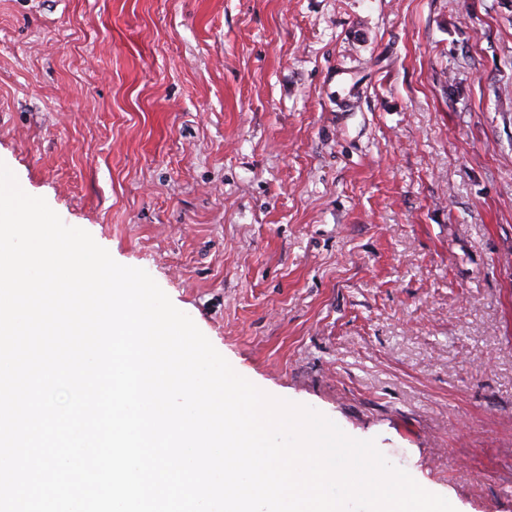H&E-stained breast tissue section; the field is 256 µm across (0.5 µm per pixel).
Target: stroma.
<instances>
[{
	"label": "stroma",
	"instance_id": "1",
	"mask_svg": "<svg viewBox=\"0 0 512 512\" xmlns=\"http://www.w3.org/2000/svg\"><path fill=\"white\" fill-rule=\"evenodd\" d=\"M0 161L261 390L512 512V0H0Z\"/></svg>",
	"mask_w": 512,
	"mask_h": 512
}]
</instances>
